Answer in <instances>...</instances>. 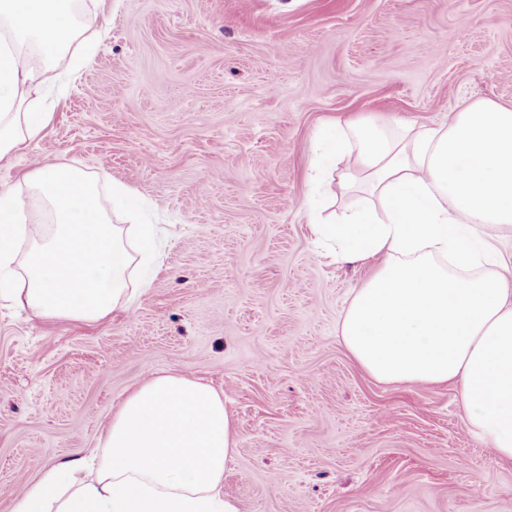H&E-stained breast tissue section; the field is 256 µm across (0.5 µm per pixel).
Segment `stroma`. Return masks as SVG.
Wrapping results in <instances>:
<instances>
[{"instance_id": "1", "label": "stroma", "mask_w": 512, "mask_h": 512, "mask_svg": "<svg viewBox=\"0 0 512 512\" xmlns=\"http://www.w3.org/2000/svg\"><path fill=\"white\" fill-rule=\"evenodd\" d=\"M109 33L0 190L60 158L123 184L166 241L129 312L42 321L0 306V512L94 447L155 374L224 396L239 512H512V463L454 384H387L338 338L375 262L309 223L323 127L388 112L435 127L512 105V0H80Z\"/></svg>"}]
</instances>
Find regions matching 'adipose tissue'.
<instances>
[{
  "instance_id": "obj_1",
  "label": "adipose tissue",
  "mask_w": 512,
  "mask_h": 512,
  "mask_svg": "<svg viewBox=\"0 0 512 512\" xmlns=\"http://www.w3.org/2000/svg\"><path fill=\"white\" fill-rule=\"evenodd\" d=\"M95 22L77 0H0V161L39 138L48 115L31 91L61 83V60ZM323 134L336 158H356L341 185L364 183L382 205L312 226L340 260H383L343 315L345 348L383 383L458 384L469 432L512 461V267L476 233L512 224V107L475 102L444 128L381 116ZM23 183L0 206V297L41 320L131 308L162 229L140 223L124 187L62 161ZM118 212L126 223L112 222ZM236 451L223 395L157 375L126 397L96 447L44 470L10 512H239L221 492Z\"/></svg>"
}]
</instances>
